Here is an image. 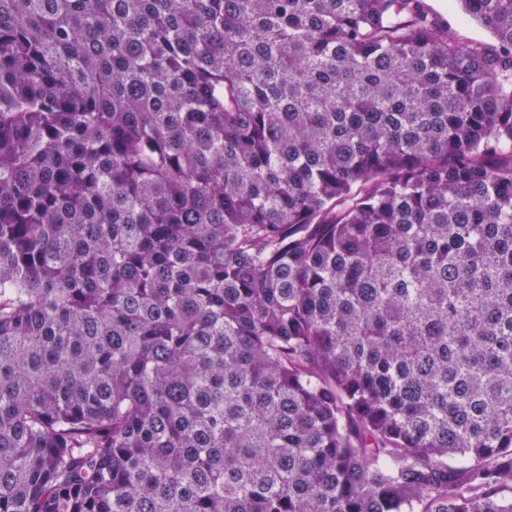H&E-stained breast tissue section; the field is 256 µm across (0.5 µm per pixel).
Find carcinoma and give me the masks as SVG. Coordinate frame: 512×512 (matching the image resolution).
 Returning <instances> with one entry per match:
<instances>
[{"label":"carcinoma","instance_id":"cac0c4a2","mask_svg":"<svg viewBox=\"0 0 512 512\" xmlns=\"http://www.w3.org/2000/svg\"><path fill=\"white\" fill-rule=\"evenodd\" d=\"M0 0V512H512V0ZM423 4L439 22L451 25L462 40L482 42L485 45L494 43L485 29L464 15L456 0H424Z\"/></svg>","mask_w":512,"mask_h":512}]
</instances>
